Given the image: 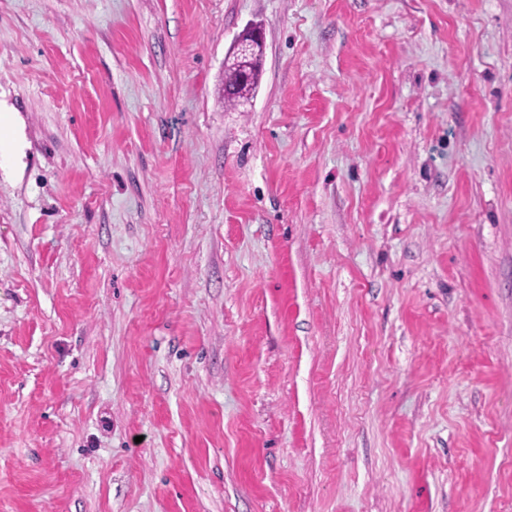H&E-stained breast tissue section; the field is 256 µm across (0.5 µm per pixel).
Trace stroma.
I'll return each instance as SVG.
<instances>
[{"label": "stroma", "mask_w": 512, "mask_h": 512, "mask_svg": "<svg viewBox=\"0 0 512 512\" xmlns=\"http://www.w3.org/2000/svg\"><path fill=\"white\" fill-rule=\"evenodd\" d=\"M0 99V512H512V0H0ZM262 53L230 58L224 64V101L238 106L252 98L261 73Z\"/></svg>", "instance_id": "35a3bbf8"}]
</instances>
